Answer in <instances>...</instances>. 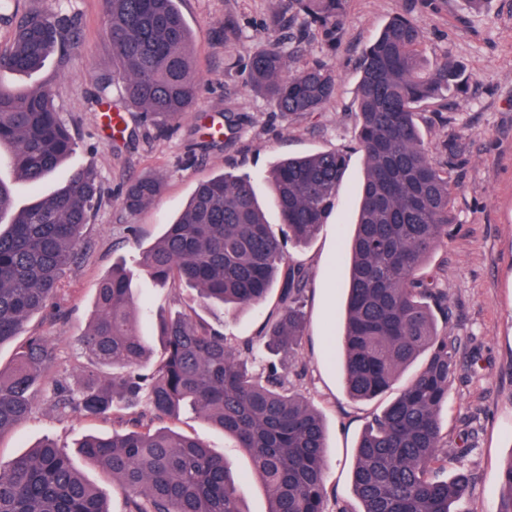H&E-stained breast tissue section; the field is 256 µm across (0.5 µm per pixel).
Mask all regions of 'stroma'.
<instances>
[{
    "mask_svg": "<svg viewBox=\"0 0 512 512\" xmlns=\"http://www.w3.org/2000/svg\"><path fill=\"white\" fill-rule=\"evenodd\" d=\"M80 44L60 49L36 71L11 76L17 91H51L78 142L77 150L39 187L10 181L15 205L30 203L63 185L73 169L94 166L100 173V209L82 230L78 263L62 279L49 307L30 317L26 335L48 337L58 349L50 379L74 388L87 357L78 338L96 311L95 296L113 264L125 263L132 284L152 308L138 331L155 340L154 317L189 304L232 343L257 335L267 307L243 310L206 304L194 290L156 287L138 264L140 247L157 242L195 187L211 175L231 171L249 175L277 236H284L278 208L266 176L281 158L341 149L350 155L338 189V205L327 224L307 245H287L291 258L309 268L307 323L300 353L303 367L289 374L288 386L317 408L327 435L326 507L344 504L358 512L351 485L357 443L374 414L391 401L418 371H401L393 390L375 400L349 398L340 369L342 334L339 305L348 281L341 242L352 234L355 196L365 175V160L355 138V92L361 52L395 15L411 16L423 29L427 66L451 59L469 79L452 94L419 108L418 124L433 164L447 168L454 187L455 222L448 238L429 261L440 287L448 292V318L439 321L457 352L458 369L442 411L445 452L463 446L470 452L449 460L448 472L462 468L472 480L454 512H496L501 470L512 458V0H484L471 11L466 0H347L344 24L336 41L306 29L303 17L285 14L279 0H181L191 32V68L199 82L196 102L178 127L161 132L143 119L139 107L120 99L112 106L123 117L124 133L104 124L98 88L112 74V49L102 0H71ZM288 40L294 51L288 72L324 62L336 74L332 99L319 111L281 116L246 84L251 57L265 48L269 35ZM238 116L234 130L211 144L206 132L227 115ZM138 176H159L164 193L138 211L125 210L118 196ZM113 417H87L55 407L45 392L31 416L0 435V461L11 460L54 439L73 457L86 479L106 494L111 512H123V499L109 475L89 466L76 448L82 436L108 434ZM177 429L199 437L242 472L239 493L249 512H267L264 490L249 473V461L223 433L195 414H185Z\"/></svg>",
    "mask_w": 512,
    "mask_h": 512,
    "instance_id": "35a3bbf8",
    "label": "stroma"
}]
</instances>
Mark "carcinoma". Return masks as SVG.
I'll use <instances>...</instances> for the list:
<instances>
[{
    "label": "carcinoma",
    "instance_id": "obj_1",
    "mask_svg": "<svg viewBox=\"0 0 512 512\" xmlns=\"http://www.w3.org/2000/svg\"><path fill=\"white\" fill-rule=\"evenodd\" d=\"M346 0H288L310 27L338 32ZM112 48V78L123 100L159 124L182 118L194 104L197 80L189 62L190 28L177 0H104ZM13 35L0 49V149L11 167L36 185L72 155L76 141L50 90L18 94L7 78L35 71L57 47L74 46L66 14L20 5L10 15ZM425 35L396 16L366 47L356 90L357 142L366 169L354 234L345 240L350 266L344 325L343 374L351 397L372 400L417 360V375L374 417L358 443L351 474L359 512H451L468 487L464 472L440 480L441 413L457 369L455 346L440 332L448 314L444 289L426 273L453 223L454 191L434 165L417 123L418 105L466 81L443 62L424 66ZM287 55L274 43L248 66L247 83L284 115L316 112L333 96L336 78L324 67L285 74ZM347 154L324 151L288 157L268 173L288 241L308 243L337 203ZM163 182L140 177L122 198L137 210L158 197ZM101 205L100 175L75 169L64 187L26 206L0 230V346L21 335L45 310L65 270L79 258L82 227ZM140 266L161 287L182 284L211 303L259 306L279 286L277 306L258 342L234 346L194 311L160 318L163 351L146 365L149 347L137 321L149 313L128 272L112 269L96 297V316L80 336L97 363L120 369L102 378L82 371L77 391L61 390L56 405L88 416L146 401L141 413L120 417L121 430L90 434L77 445L90 465L112 476L125 493L124 512H248L229 460L197 437L155 423L191 409L232 439L264 486L267 512H327L326 431L320 413L288 388L302 365L300 339L310 272L290 260L266 223L250 177L224 172L200 182L165 233L142 252ZM57 348L32 335L18 347L9 373L0 371V433L30 415ZM0 512H110L100 491L68 453L46 442L0 462ZM497 512H512V461L502 470Z\"/></svg>",
    "mask_w": 512,
    "mask_h": 512
}]
</instances>
